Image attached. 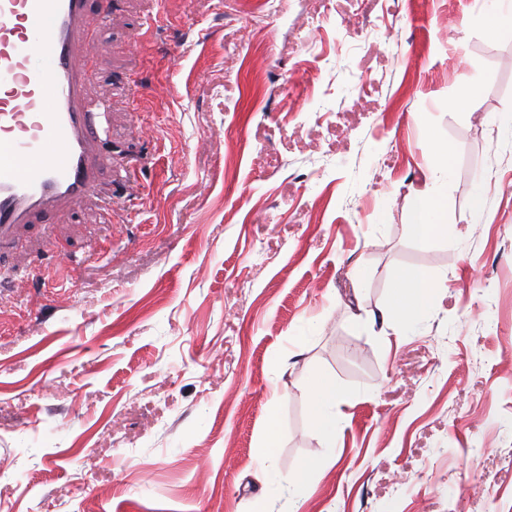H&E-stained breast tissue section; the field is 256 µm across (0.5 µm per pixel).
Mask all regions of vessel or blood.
<instances>
[{"label": "vessel or blood", "mask_w": 512, "mask_h": 512, "mask_svg": "<svg viewBox=\"0 0 512 512\" xmlns=\"http://www.w3.org/2000/svg\"><path fill=\"white\" fill-rule=\"evenodd\" d=\"M113 0H0V241L95 195L108 117L85 94Z\"/></svg>", "instance_id": "1"}]
</instances>
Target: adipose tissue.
I'll return each instance as SVG.
<instances>
[{
  "label": "adipose tissue",
  "mask_w": 512,
  "mask_h": 512,
  "mask_svg": "<svg viewBox=\"0 0 512 512\" xmlns=\"http://www.w3.org/2000/svg\"><path fill=\"white\" fill-rule=\"evenodd\" d=\"M440 202L428 191L414 193L408 227L419 243H426L440 229ZM439 286L426 270L413 269L400 274L393 282L389 303L381 309L382 323L408 325L417 320L439 294ZM312 420L321 434L327 452H335L336 438L341 432L342 392L335 381L314 377L308 388Z\"/></svg>",
  "instance_id": "adipose-tissue-1"
}]
</instances>
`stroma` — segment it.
I'll list each match as a JSON object with an SVG mask.
<instances>
[{"label":"stroma","instance_id":"obj_1","mask_svg":"<svg viewBox=\"0 0 512 512\" xmlns=\"http://www.w3.org/2000/svg\"><path fill=\"white\" fill-rule=\"evenodd\" d=\"M252 2L121 0L97 38L102 192L0 246V512H290L286 478L323 453L316 374L345 419L301 512L512 500L493 0ZM427 185L448 232L422 245ZM415 268L442 290L408 333L351 329ZM440 201L428 191L414 193L409 212L408 227L414 238L425 244L440 229Z\"/></svg>","mask_w":512,"mask_h":512}]
</instances>
